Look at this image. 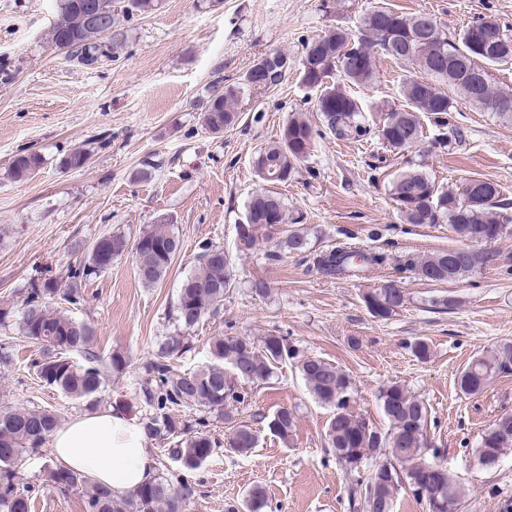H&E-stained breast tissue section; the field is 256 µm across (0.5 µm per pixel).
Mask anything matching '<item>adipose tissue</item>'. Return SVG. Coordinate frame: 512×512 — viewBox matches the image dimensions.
Instances as JSON below:
<instances>
[{
  "instance_id": "ef3b65f1",
  "label": "adipose tissue",
  "mask_w": 512,
  "mask_h": 512,
  "mask_svg": "<svg viewBox=\"0 0 512 512\" xmlns=\"http://www.w3.org/2000/svg\"><path fill=\"white\" fill-rule=\"evenodd\" d=\"M51 457L122 495L153 480L157 462L141 425L114 409L76 417L52 435Z\"/></svg>"
}]
</instances>
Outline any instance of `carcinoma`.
<instances>
[{"label": "carcinoma", "instance_id": "1", "mask_svg": "<svg viewBox=\"0 0 512 512\" xmlns=\"http://www.w3.org/2000/svg\"><path fill=\"white\" fill-rule=\"evenodd\" d=\"M111 13L112 28L120 20L147 14L157 0H57L50 30L51 42L81 66L112 58L107 47L117 33L102 35L87 22V7ZM427 13L405 14L384 6L366 11L361 26L336 27L309 41L299 66L303 86L316 92L315 107L322 127L314 128L306 120L293 116L277 135L254 157L253 168L261 188L249 198L245 221L236 225L238 250L249 252L259 240V231L275 243L266 258L276 260L282 254H305L313 267L331 279L360 277L368 269L381 265L386 255L343 245L328 252H309V240L300 228L302 215L292 216L273 190L294 177L297 165L311 153L317 138L330 135L341 141L362 142L375 136L392 153L399 155L419 146L423 139L422 118L437 126L448 124V112L454 108L453 94L484 111L490 103L512 104V90L495 87L493 79L475 90L467 67L486 68L512 64V35L499 23L493 34L497 56L489 58L473 49L469 38L481 31L480 22L467 26L459 38L448 36V29L424 20ZM381 58L399 64L419 63L431 76L426 85L418 76L404 79L401 94L404 104L384 109L385 116L373 126L362 103L346 92L344 85L365 87L377 78ZM202 103L200 122L212 135H222L233 127L239 112L236 103L254 89L248 80L221 86ZM96 140L78 147L59 160L62 168L81 170L95 153ZM43 157L28 149L18 150L9 163V175L25 181L38 174ZM389 195L396 204L399 219L405 224H448L461 245L426 257L405 255L400 264L413 270L426 282L458 280L474 272L501 264L495 249L481 254L472 249L504 237L503 228L512 224V204L503 198L493 181L466 179L453 186H440L417 169L397 174L390 183ZM180 238L165 225L142 230L130 240L121 230L100 236L84 252L79 264L68 269L67 282L55 278L32 281L19 304L17 335L42 345V357L34 363L38 377L47 385L85 402L88 410L99 405L105 374L123 372L126 356L118 351L104 360L92 349L93 331L85 323L54 311L49 300L60 296L76 306L83 301L82 282L109 270L112 262L127 253L145 257L135 268L142 285L152 287L167 274L181 251ZM232 284V259L221 246L203 243L196 255L195 270L182 281L173 311L176 334L159 346L144 365L141 391L149 413L141 420L148 439L167 441L164 452L185 471L200 468L215 449L227 446L246 454L257 446L258 432L239 425L224 441L210 429L209 415L231 422L238 406L250 394L247 383L270 379L274 368L286 361L298 369L310 393L322 405L332 409L325 440L326 446L348 472L371 456L375 466L368 477L349 488L351 505L362 512H393L397 493L410 489L424 502L427 512H458L461 484L448 470L427 455L428 408L402 386H384L378 396L389 426L384 432L352 411L355 387L341 368L313 355L304 354L287 337L269 333L258 342L226 333L210 343L212 362L194 370H180L173 359L192 349L190 331L204 317L216 313L224 302V289ZM370 314L380 320L397 315L408 301L404 290L391 283L381 284L363 295ZM230 368L231 374L225 373ZM512 373V343H505L489 355L477 356L461 371L457 386L465 395L480 394L501 374ZM194 409L199 415L186 419L181 409ZM262 422L273 435L286 438L292 432L295 416L282 409ZM60 426L57 413L49 409L13 408L0 410V512H30L31 484L23 475L24 460L42 454L47 439ZM512 452V414H504L485 430L476 448L477 462L491 468ZM47 481L65 495L82 491L84 512H185L192 488L186 482L174 483L159 473L149 483L117 497L112 489L96 483L85 474L71 471L53 460L45 463ZM246 512H263L268 501L262 488L250 489L244 499Z\"/></svg>", "mask_w": 512, "mask_h": 512}]
</instances>
